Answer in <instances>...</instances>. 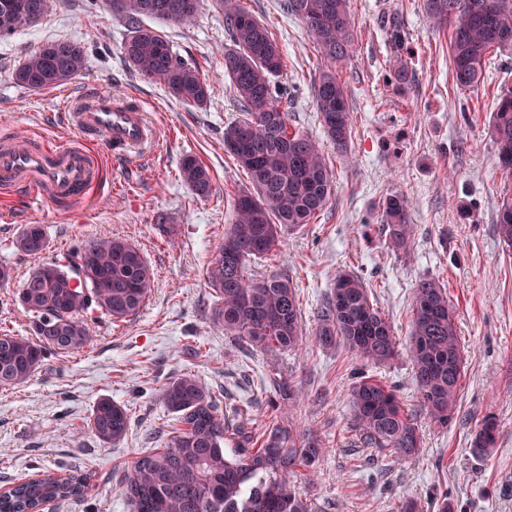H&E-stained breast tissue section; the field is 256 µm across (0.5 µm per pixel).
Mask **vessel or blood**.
<instances>
[{
	"mask_svg": "<svg viewBox=\"0 0 512 512\" xmlns=\"http://www.w3.org/2000/svg\"><path fill=\"white\" fill-rule=\"evenodd\" d=\"M145 110L137 95L119 99L107 91L83 89L66 96L62 113L78 132L79 144L0 127V187L20 192L33 205L87 197L99 178L100 158L92 145L104 144L108 155L117 158L154 151L157 132Z\"/></svg>",
	"mask_w": 512,
	"mask_h": 512,
	"instance_id": "1",
	"label": "vessel or blood"
}]
</instances>
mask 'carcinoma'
Instances as JSON below:
<instances>
[{
    "label": "carcinoma",
    "mask_w": 512,
    "mask_h": 512,
    "mask_svg": "<svg viewBox=\"0 0 512 512\" xmlns=\"http://www.w3.org/2000/svg\"><path fill=\"white\" fill-rule=\"evenodd\" d=\"M224 30L232 46L224 49V78L232 86L244 116L224 126V151L249 174L252 189L234 199L224 244L207 269L219 294L215 321L224 334L249 342L266 353L297 351L303 346L302 317L296 288L289 277L246 275L247 264L280 249L284 234L310 223L327 205L333 180L316 142L290 128L272 78L285 66L274 34L240 0H222ZM110 13L124 21L122 53L144 78L164 86L177 100L203 106L209 86L198 68L182 59L165 34L142 18L190 24L199 0H105ZM50 0H0V36L39 21ZM423 9L438 29H447L452 79L462 90L485 83L486 60L496 49H512V0H423ZM283 10L300 17L320 53L331 64L342 63L353 48L348 0H283ZM82 45L70 40L42 44L13 72L16 84L32 90L55 88L86 69ZM313 96L326 139L340 152L351 139L348 89L336 73H320ZM501 169L512 173V89L500 92L488 126ZM181 180L199 197L211 192L208 168L186 157ZM382 221L390 244L406 250L413 239L402 198L382 202ZM503 247L512 248V196L496 215ZM29 224L16 246L30 255L47 248L45 234L32 239ZM155 272L141 250L119 237L73 247L35 269L23 281L17 298L32 315L33 337L0 334V388L26 382L47 353L84 349L92 325L84 315L99 310L114 322H125L146 302ZM314 340L322 348L343 346L373 366L400 355L385 316L371 302L356 275L339 273L322 311ZM405 354L413 368L421 410L446 427L453 418L464 373L455 308L443 285L420 279L413 292L412 320ZM162 399L175 415L176 427L166 448L140 458L124 484L133 512H312L291 476L313 466L319 442L291 428L272 426L255 436L242 411L217 413L216 396L189 374L169 382ZM358 443L391 448L402 456L415 453L420 437L396 390L374 376L362 375L349 390ZM96 437L112 443L129 427L127 409L100 400L89 420ZM493 415L481 420L471 448L484 455L493 447ZM86 473L66 480L44 477L12 487L0 497V512H40L57 499L81 496Z\"/></svg>",
    "instance_id": "obj_1"
}]
</instances>
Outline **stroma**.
Returning <instances> with one entry per match:
<instances>
[{
    "mask_svg": "<svg viewBox=\"0 0 512 512\" xmlns=\"http://www.w3.org/2000/svg\"><path fill=\"white\" fill-rule=\"evenodd\" d=\"M241 3L280 43L286 66L276 89L288 122L320 142L335 181L310 224L288 235L273 258L247 268L251 277L279 272L293 280L303 348L273 360L226 336L213 319L217 298L206 269L224 243L235 194L251 186L224 151V125L240 106L224 79L229 37L218 0H200L191 25L162 27L208 83L202 107L176 101L125 62V25L104 5L55 0L41 21L0 38V124L75 139L57 119L62 88L34 91L11 78L44 42L68 39L80 42L88 58L75 85L118 97L137 93L163 141L153 160L132 164L102 155L96 193L71 204L28 208L0 194V208L14 212L13 222H0V266L11 272L0 283V333L31 335L32 318L17 301L23 280L87 241L112 236L134 243L153 267L155 285L135 317L114 323L96 314L90 346L49 355L30 380L0 389V489L78 469L90 475L85 494L49 502L42 512H129L123 485L132 466L171 437L174 416L162 391L191 374L214 390L218 407L245 410L255 429L274 422L320 440L315 465L296 478L314 512H398L409 499L422 512H437L442 497L454 512H512V253L502 250L494 226L503 197L512 194V175L499 168L488 134L497 96L512 88V50L494 51L484 86L463 91L451 78L449 34L429 22L422 0H350L355 46L339 68L350 90L352 138L344 155L323 136L312 87L324 60L303 21L284 13L282 0ZM398 59L410 74L401 86L392 76ZM188 155L210 171L208 197L196 196L180 178ZM393 195L405 198L414 226L407 253L389 247L381 222V204ZM28 224L41 225L48 241L36 256L14 246ZM340 271L361 278L402 342L416 282L431 276L445 284L465 366L448 427L417 411L405 359L375 368L344 347L316 345L321 309ZM361 373L393 386L413 410L422 440L415 455L358 446L348 392ZM280 381L293 387L294 399H281ZM103 398L131 417L125 437L112 444L89 426ZM490 412L498 421L496 445L478 457L471 437Z\"/></svg>",
    "mask_w": 512,
    "mask_h": 512,
    "instance_id": "obj_1",
    "label": "stroma"
}]
</instances>
